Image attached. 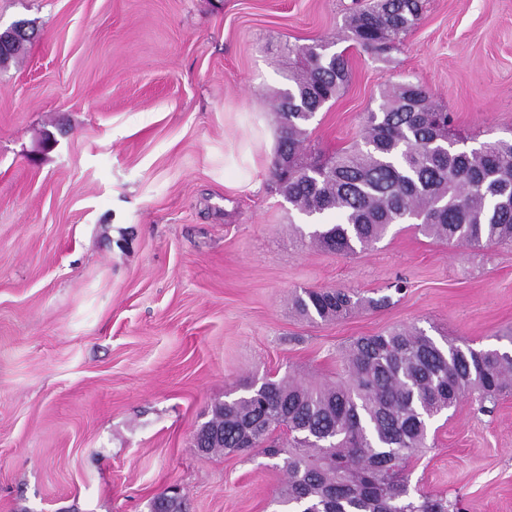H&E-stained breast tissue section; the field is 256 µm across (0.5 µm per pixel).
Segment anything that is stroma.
<instances>
[{
  "instance_id": "obj_1",
  "label": "stroma",
  "mask_w": 512,
  "mask_h": 512,
  "mask_svg": "<svg viewBox=\"0 0 512 512\" xmlns=\"http://www.w3.org/2000/svg\"><path fill=\"white\" fill-rule=\"evenodd\" d=\"M366 0H0L34 39L0 63V512H276L260 450L194 435L254 378L330 382L353 339L415 326L512 351V246L457 249L392 225L318 249L276 189L273 105L292 46L332 42L351 81L307 152L358 140L410 80L466 147L512 141V0H424L390 59L343 37ZM362 307L299 316L303 290ZM410 489L512 512V392L436 417Z\"/></svg>"
}]
</instances>
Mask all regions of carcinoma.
<instances>
[{
    "label": "carcinoma",
    "mask_w": 512,
    "mask_h": 512,
    "mask_svg": "<svg viewBox=\"0 0 512 512\" xmlns=\"http://www.w3.org/2000/svg\"><path fill=\"white\" fill-rule=\"evenodd\" d=\"M423 0H371L346 20L347 38L386 56L419 21ZM319 41L295 46L300 72L279 92L273 176L279 192L314 221L312 241L350 255L393 224L414 222L453 247L512 243V141L459 147L451 113L412 82L395 85L370 112L361 139L327 160L301 158L306 125L349 83L347 56ZM357 305L343 289H306L293 306L331 321ZM334 382L253 379L216 406L195 436L206 455L260 448L280 459L283 512H448L404 470L426 447L429 421L464 398L479 403L512 388V356L443 344L416 327L360 336Z\"/></svg>",
    "instance_id": "obj_1"
}]
</instances>
